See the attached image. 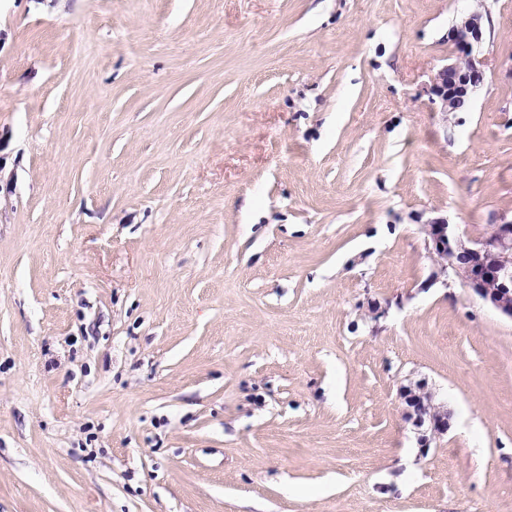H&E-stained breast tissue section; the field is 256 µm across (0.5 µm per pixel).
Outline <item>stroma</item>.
<instances>
[{"instance_id":"stroma-1","label":"stroma","mask_w":512,"mask_h":512,"mask_svg":"<svg viewBox=\"0 0 512 512\" xmlns=\"http://www.w3.org/2000/svg\"><path fill=\"white\" fill-rule=\"evenodd\" d=\"M511 69L512 0H0V512H512V319L422 232L512 212ZM450 32L451 61L434 74L431 86L439 112L445 114L467 105L485 78V63L479 57L483 16L478 12L464 15L455 21ZM403 398L412 409L414 426L419 430L424 429L423 433H426L420 438L424 445L430 438H439L448 432L450 426L448 409L437 402L435 394L428 390L424 383L406 386L403 389Z\"/></svg>"}]
</instances>
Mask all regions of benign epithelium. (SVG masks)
Listing matches in <instances>:
<instances>
[{
    "instance_id": "benign-epithelium-1",
    "label": "benign epithelium",
    "mask_w": 512,
    "mask_h": 512,
    "mask_svg": "<svg viewBox=\"0 0 512 512\" xmlns=\"http://www.w3.org/2000/svg\"><path fill=\"white\" fill-rule=\"evenodd\" d=\"M451 42L450 62L434 74L431 86L439 111L445 114L469 103L484 82L485 63L479 57L483 16L471 12L456 20ZM423 231L426 249L442 271L512 319V217L501 215L490 232L478 239L463 237L444 218L430 220ZM403 398L412 409L414 426L424 430L420 441L426 443L448 432V410L425 384L405 387Z\"/></svg>"
}]
</instances>
